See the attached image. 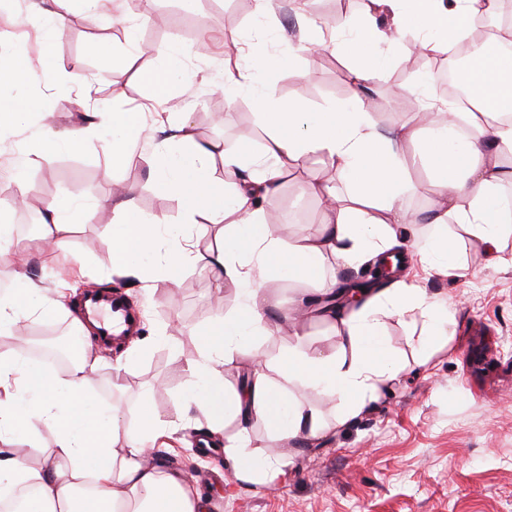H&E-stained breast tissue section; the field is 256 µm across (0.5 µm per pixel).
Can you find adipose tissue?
<instances>
[{
    "mask_svg": "<svg viewBox=\"0 0 512 512\" xmlns=\"http://www.w3.org/2000/svg\"><path fill=\"white\" fill-rule=\"evenodd\" d=\"M497 8L498 0H370L358 17L339 19L340 36L324 43L304 32L295 49L305 55L322 49L350 60L357 93L385 78L381 45L410 36L419 50L453 53L466 42L465 20L494 16ZM274 64L268 55L224 71L227 93L253 96L267 129L262 150L247 142L233 150L213 141L195 142L190 119H182L171 140L188 145V152L173 154L162 144L155 155V184L181 198L182 224H167L159 216L145 219L133 196L125 195L115 200L119 222L112 227V265L128 275L139 276L142 258L162 242L168 280L193 265L240 295V308L200 337L198 355L188 364L196 385L189 401L205 418L209 433H223L228 421H237L235 433L225 435L224 458L236 479L264 485L285 476L288 449L296 440L309 441L322 432L316 410L290 397L288 385L326 392L336 397L345 416H352L400 370L383 334L385 318L420 319L431 326L434 321L426 294L407 284L364 298L351 310L329 304L333 288L327 285L321 297L297 298L294 310L302 316L315 311L338 324L337 350L309 354L290 346L276 367L283 385H275L257 367L238 388L225 390L215 364L242 359L249 339L276 333L268 318L269 270L302 273L316 281L326 257L350 266L366 255L386 252L399 225L409 221L402 193L412 161L433 172L438 197L427 219L434 233L414 243L421 260L448 276H461L449 225L460 227L497 259L512 223V206L499 193L503 181H512V169L503 163L504 155H512L511 51L471 55L463 73L474 95L495 108L494 119L482 111L465 114L447 107L435 113L431 124L403 122L391 139L377 132L370 113L356 102L311 112L301 101L278 99L262 78ZM406 143L416 145L414 157L403 152ZM312 153L325 156L336 172L335 182L308 184L311 195L327 203L329 220L315 234L289 241L275 238L261 201L276 194L285 164ZM217 163L229 172H245L242 185L225 191L211 173ZM340 183L348 189L346 196L336 191ZM201 217L224 227L217 248L205 254L191 249L185 230ZM13 279L14 292L0 296L1 337L12 335L21 313L45 317L63 311V304L43 296L24 269H15ZM98 361V356L84 354L59 375L31 365L20 354L0 357V497L22 484L36 491L31 512H205L181 476L144 461L147 448L168 427L154 413L150 396L140 401V423L134 430L123 426L121 409L102 411L86 396V378ZM32 414L55 434V446L39 468L29 466L14 447ZM258 424L267 430L264 451L252 446L251 433Z\"/></svg>",
    "mask_w": 512,
    "mask_h": 512,
    "instance_id": "1",
    "label": "adipose tissue"
}]
</instances>
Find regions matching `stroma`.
<instances>
[{
	"label": "stroma",
	"mask_w": 512,
	"mask_h": 512,
	"mask_svg": "<svg viewBox=\"0 0 512 512\" xmlns=\"http://www.w3.org/2000/svg\"><path fill=\"white\" fill-rule=\"evenodd\" d=\"M230 2L120 0L113 14L93 23L73 0H60L56 9L65 23L54 28L32 16L30 0H0V41L18 49L12 61L0 64V103L28 106L21 124L0 127V156L12 161L10 178L0 180V200H9L18 180L28 174L42 203L79 206L65 243L52 255H44L36 234L14 245L16 258L51 292L73 285L81 292L94 287L122 295L138 316L140 336L151 340L119 378L112 363L123 344L95 346L103 361L91 376L89 396L103 410L121 406L132 425L143 393L152 391L160 418L180 422L159 440L153 463L187 477L208 512H512V236L502 261L493 263L453 224L448 233L456 240L465 276L448 277L410 257L413 238L430 234V225H407L395 245L406 255L401 279L423 289L447 312L452 336L427 353L419 345L421 324L386 319V335L405 369L348 420H341L336 399L298 391V398L317 410L323 434L295 443L284 482L269 487L236 482L220 437L207 457L196 454L198 415L184 410L193 387L187 362L197 355L198 331L236 311L242 299L234 288L192 268L176 282L166 281L156 253L145 258L144 277L115 272L112 226L117 217L111 187L117 181L132 186L143 214L178 224L182 204L156 191L153 161L156 143L169 137L182 115H189L196 139L219 141L228 150L245 139L254 149L262 148L266 130L251 96L231 100L217 90L224 82L228 39L247 44L255 55L272 52L284 58V65L266 73L280 99L299 100L317 111L350 96L348 60L288 51L313 17L312 9L301 12L295 0H282L275 16L266 18L251 9L231 11ZM203 40L209 44L204 54L197 49ZM164 47L181 53L187 73L174 79L159 100L147 76L160 70ZM104 55L121 74L120 95H101L97 84L70 83V76L97 74ZM381 56L388 77L366 93L373 98L377 130L388 138L419 100L418 74L407 70L411 54L402 48L383 47ZM36 60L50 75L39 88L51 104L45 112L27 103L33 90L26 66ZM80 100L96 115L97 137L79 146L60 144L48 162L32 154L45 126L62 134L81 124ZM131 113L154 127V137L132 144L128 159L112 164L101 142ZM333 175L317 154L284 168L279 191L268 202L280 214L273 227L276 237L286 240L318 229L325 214L305 184L314 176ZM74 331L66 315L23 318L14 330L21 343L0 339V354H29L45 336ZM293 342L308 352H328L337 349L338 335L327 320L316 319L307 322L301 339L284 325L277 335L254 337L248 346L272 366Z\"/></svg>",
	"instance_id": "stroma-1"
}]
</instances>
